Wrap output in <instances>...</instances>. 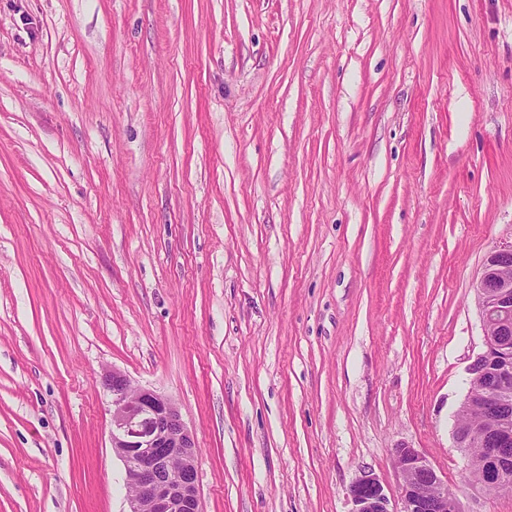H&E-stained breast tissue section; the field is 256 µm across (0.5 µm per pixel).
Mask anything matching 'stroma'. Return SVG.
I'll return each mask as SVG.
<instances>
[{
  "mask_svg": "<svg viewBox=\"0 0 512 512\" xmlns=\"http://www.w3.org/2000/svg\"><path fill=\"white\" fill-rule=\"evenodd\" d=\"M512 240V0H0V512H124L106 370L203 512L400 508L455 438ZM353 512H395L380 480L369 472L359 476L350 488Z\"/></svg>",
  "mask_w": 512,
  "mask_h": 512,
  "instance_id": "obj_1",
  "label": "stroma"
}]
</instances>
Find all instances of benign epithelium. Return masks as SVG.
<instances>
[{
  "instance_id": "benign-epithelium-1",
  "label": "benign epithelium",
  "mask_w": 512,
  "mask_h": 512,
  "mask_svg": "<svg viewBox=\"0 0 512 512\" xmlns=\"http://www.w3.org/2000/svg\"><path fill=\"white\" fill-rule=\"evenodd\" d=\"M483 348L467 368L469 379L489 370L492 387L483 398L464 399L461 411L484 412L489 430L458 423L456 443L483 446L486 477L476 486L498 488L512 478V414L504 406L512 394V241L487 255L475 285ZM112 394L113 452L123 462L129 492L126 512H202L194 436L176 403L154 390L134 385L114 369L104 377ZM401 478L400 512H464L457 496L416 448L395 449ZM353 512H395L380 480L369 472L350 488Z\"/></svg>"
}]
</instances>
